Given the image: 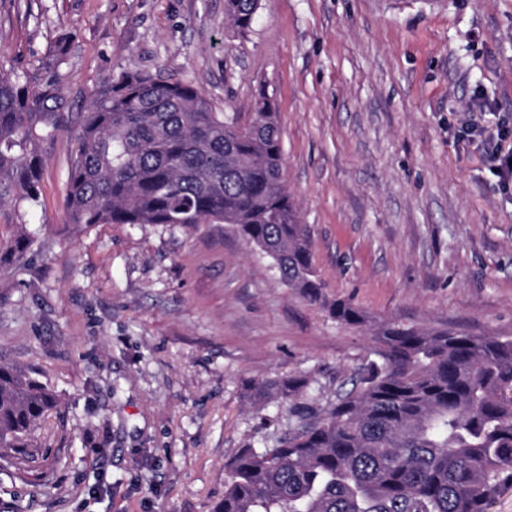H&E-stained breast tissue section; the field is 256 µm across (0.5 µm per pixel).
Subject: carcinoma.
<instances>
[{
    "label": "carcinoma",
    "mask_w": 512,
    "mask_h": 512,
    "mask_svg": "<svg viewBox=\"0 0 512 512\" xmlns=\"http://www.w3.org/2000/svg\"><path fill=\"white\" fill-rule=\"evenodd\" d=\"M259 0H225L240 32ZM68 46L0 70V207L37 205L40 144L72 146L65 205L75 224H231L280 279L340 325L352 304L325 299L310 230L284 179L280 130L263 95L254 119L214 110L192 82L125 70L67 111ZM0 232V260L32 239ZM378 360L332 396L306 373L245 385L255 407L288 403V429L226 466L215 512H489L512 488V336L385 329ZM57 404L46 385L0 364V456L32 460L35 427Z\"/></svg>",
    "instance_id": "carcinoma-1"
}]
</instances>
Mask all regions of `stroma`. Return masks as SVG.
Returning <instances> with one entry per match:
<instances>
[{
	"mask_svg": "<svg viewBox=\"0 0 512 512\" xmlns=\"http://www.w3.org/2000/svg\"><path fill=\"white\" fill-rule=\"evenodd\" d=\"M69 38L68 108L122 71L191 80L219 112H278L286 185L338 325L229 224H76L66 134L40 146L33 238L0 266V364L47 384L37 462L0 459V512H214L226 465L288 424L249 381L306 372L327 393L389 327L512 336V188L459 140L484 97L512 123V0H0L18 67ZM225 11L240 32L249 30L259 9V0H225Z\"/></svg>",
	"mask_w": 512,
	"mask_h": 512,
	"instance_id": "1",
	"label": "stroma"
}]
</instances>
